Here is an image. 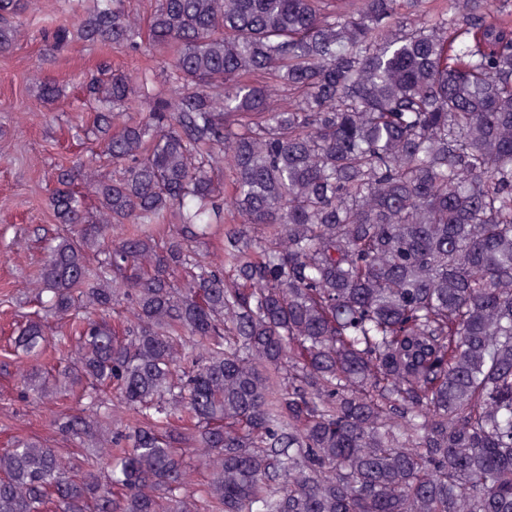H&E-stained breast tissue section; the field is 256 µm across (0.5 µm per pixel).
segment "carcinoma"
I'll return each mask as SVG.
<instances>
[{
	"instance_id": "carcinoma-1",
	"label": "carcinoma",
	"mask_w": 512,
	"mask_h": 512,
	"mask_svg": "<svg viewBox=\"0 0 512 512\" xmlns=\"http://www.w3.org/2000/svg\"><path fill=\"white\" fill-rule=\"evenodd\" d=\"M145 2L41 27L100 154L0 356L89 469L17 439L0 512H512V0ZM100 60L101 55L97 49L77 45L45 64L41 74L51 80L72 82L83 73L95 69Z\"/></svg>"
}]
</instances>
